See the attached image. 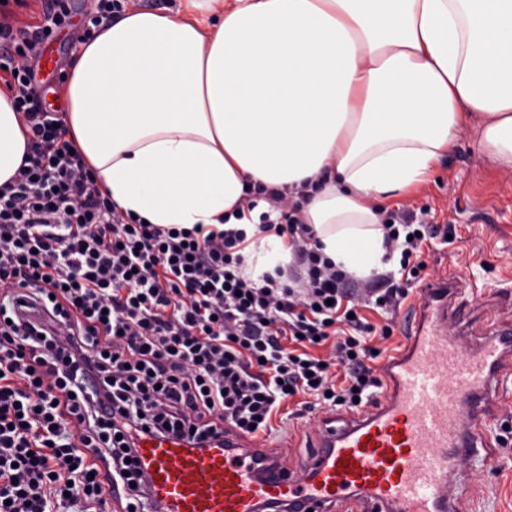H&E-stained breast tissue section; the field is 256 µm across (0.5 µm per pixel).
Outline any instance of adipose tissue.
I'll return each mask as SVG.
<instances>
[{"mask_svg":"<svg viewBox=\"0 0 512 512\" xmlns=\"http://www.w3.org/2000/svg\"><path fill=\"white\" fill-rule=\"evenodd\" d=\"M66 135L120 211L242 229L245 274L287 238L234 218L247 190L302 205L323 256L389 266L374 201L424 183L460 133L512 171V0H184L126 9L67 72ZM27 151L0 90V185Z\"/></svg>","mask_w":512,"mask_h":512,"instance_id":"obj_1","label":"adipose tissue"}]
</instances>
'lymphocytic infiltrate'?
Listing matches in <instances>:
<instances>
[{
  "mask_svg": "<svg viewBox=\"0 0 512 512\" xmlns=\"http://www.w3.org/2000/svg\"><path fill=\"white\" fill-rule=\"evenodd\" d=\"M69 23L61 8L32 31L0 22V72L29 136L0 186V512H102L105 476L128 486L125 512H164L134 465L145 436L221 448L271 434L299 394L306 412L367 404L380 386L372 342L390 337L438 227L387 212L399 271L359 288L299 205L261 184L246 207L267 203L259 231L290 236L297 262L255 279L244 230L120 213L36 100L31 55ZM320 340L332 344L323 358L309 352Z\"/></svg>",
  "mask_w": 512,
  "mask_h": 512,
  "instance_id": "obj_1",
  "label": "lymphocytic infiltrate"
}]
</instances>
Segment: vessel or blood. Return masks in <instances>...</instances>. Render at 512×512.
<instances>
[{
  "label": "vessel or blood",
  "mask_w": 512,
  "mask_h": 512,
  "mask_svg": "<svg viewBox=\"0 0 512 512\" xmlns=\"http://www.w3.org/2000/svg\"><path fill=\"white\" fill-rule=\"evenodd\" d=\"M419 292L399 315L405 342L384 367V392L357 419L325 425L308 480L281 467L271 445L249 443L232 455L149 437L137 460L152 496L167 512H256L273 500L288 512H331L357 494L365 512H458L450 495L456 463L486 435L512 327L462 347L447 326L455 275L426 278Z\"/></svg>",
  "instance_id": "obj_1"
}]
</instances>
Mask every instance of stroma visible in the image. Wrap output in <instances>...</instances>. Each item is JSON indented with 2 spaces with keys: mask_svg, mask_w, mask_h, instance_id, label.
I'll list each match as a JSON object with an SVG mask.
<instances>
[{
  "mask_svg": "<svg viewBox=\"0 0 512 512\" xmlns=\"http://www.w3.org/2000/svg\"><path fill=\"white\" fill-rule=\"evenodd\" d=\"M96 0H67L71 25L54 39L39 44L37 79L43 103L55 112L65 106L64 85L58 70L67 69L74 55L68 40L73 26ZM389 211L427 209L431 224L451 226V237L425 242L428 275L445 266L459 273L455 299L476 332L491 322L512 323V172L499 167L482 151L472 131H464L456 148L441 158L427 182L384 200ZM498 406L489 422L484 447L461 458L452 493L462 512H512V367L500 377ZM325 412L298 418L282 407L273 418L272 438L284 446L282 465L293 476L306 470L309 447L322 432Z\"/></svg>",
  "mask_w": 512,
  "mask_h": 512,
  "instance_id": "1",
  "label": "stroma"
}]
</instances>
